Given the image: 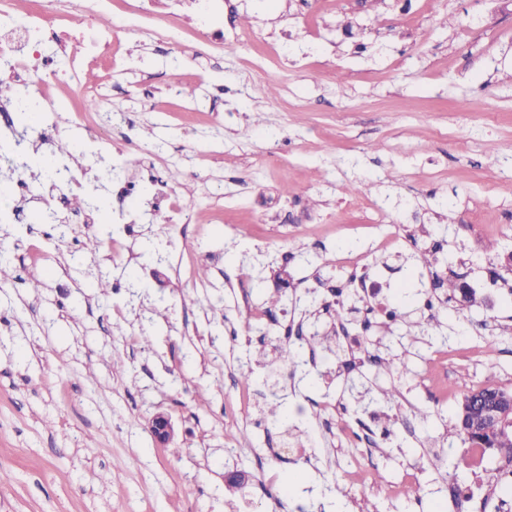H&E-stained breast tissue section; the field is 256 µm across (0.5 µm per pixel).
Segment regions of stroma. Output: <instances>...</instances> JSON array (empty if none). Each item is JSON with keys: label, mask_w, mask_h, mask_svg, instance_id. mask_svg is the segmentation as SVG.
<instances>
[{"label": "stroma", "mask_w": 512, "mask_h": 512, "mask_svg": "<svg viewBox=\"0 0 512 512\" xmlns=\"http://www.w3.org/2000/svg\"><path fill=\"white\" fill-rule=\"evenodd\" d=\"M224 13L254 37L252 50L201 64L192 48L135 38L132 68L113 92L144 101L129 150L136 158L145 144H165L158 175L170 189L184 192L189 159L206 153L233 197L223 223L194 214L180 251L155 272L146 244L163 245L167 223L93 253L82 227L49 245L53 225L0 224V251L12 256L0 265V512H232L273 495L285 512H452L448 473L464 448L457 405L491 365L512 389V279L491 285L487 269L512 253V0H308L302 9L227 0ZM271 44L278 57L265 56ZM176 81L184 93L174 97ZM273 144L275 166L264 160ZM348 183L360 193L345 194ZM380 218L404 237L401 249L374 237ZM244 231L270 244L263 272ZM185 252L198 253L206 277L184 275ZM431 252L436 262L423 266ZM359 258L393 283L421 272L420 296L396 299L394 319L371 318L377 295L342 265ZM101 269L111 283L104 298L91 286ZM133 270L145 300L167 298L149 324L123 303ZM316 278L355 298V312L292 308L273 337H247V302H264L281 280L303 290ZM452 279L471 285V301L449 298ZM433 316L449 344L490 341L493 353L457 358L428 380L438 346L414 331ZM312 326L332 349L310 354L317 385L286 380L281 430L313 456L293 461L278 448L257 463L265 385L253 384L248 411L227 420L224 406L241 390L236 359L250 351L271 362L278 338ZM348 332L361 336L358 353ZM404 361L416 372L405 383ZM360 377L375 389L398 385L397 402L324 413L351 404L346 387ZM159 411L175 427L162 448L149 432ZM349 428L366 439L360 462L382 479L328 497ZM409 470L421 496L411 503L389 494ZM233 471L247 488L226 485Z\"/></svg>", "instance_id": "stroma-1"}]
</instances>
